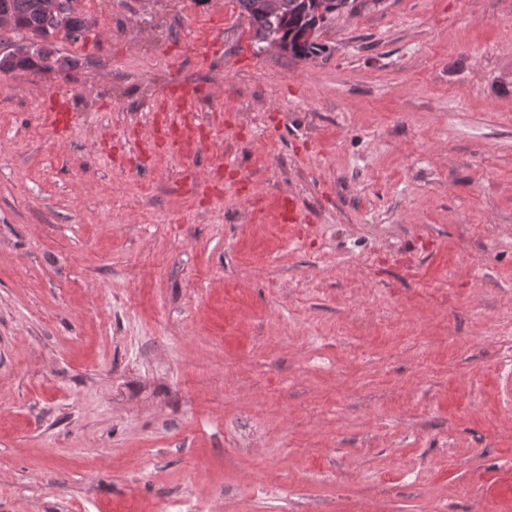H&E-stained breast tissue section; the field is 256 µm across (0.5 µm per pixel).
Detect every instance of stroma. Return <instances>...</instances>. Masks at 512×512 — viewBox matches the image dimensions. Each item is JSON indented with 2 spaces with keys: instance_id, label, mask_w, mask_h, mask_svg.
Returning <instances> with one entry per match:
<instances>
[{
  "instance_id": "obj_1",
  "label": "stroma",
  "mask_w": 512,
  "mask_h": 512,
  "mask_svg": "<svg viewBox=\"0 0 512 512\" xmlns=\"http://www.w3.org/2000/svg\"><path fill=\"white\" fill-rule=\"evenodd\" d=\"M83 8L0 73V512H512V0ZM255 30L259 43H278L280 50L299 60L323 53L321 32L345 10L370 8L381 0H236ZM317 1H325L319 11ZM356 2H359L357 4ZM277 48L276 44L272 45ZM170 112H176L179 117L178 121L173 122L176 124H184L193 122L196 112H199L195 97L187 90H182L174 97L173 104Z\"/></svg>"
}]
</instances>
